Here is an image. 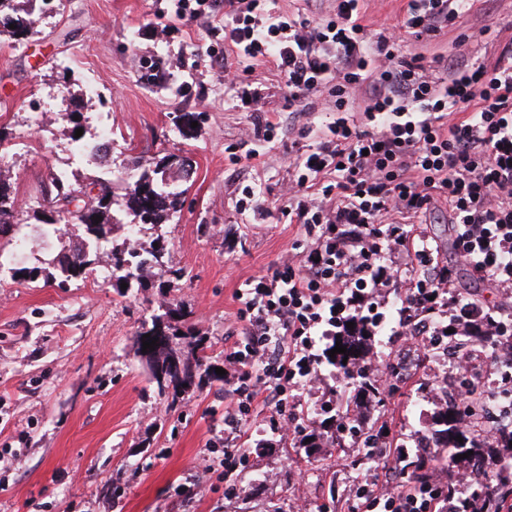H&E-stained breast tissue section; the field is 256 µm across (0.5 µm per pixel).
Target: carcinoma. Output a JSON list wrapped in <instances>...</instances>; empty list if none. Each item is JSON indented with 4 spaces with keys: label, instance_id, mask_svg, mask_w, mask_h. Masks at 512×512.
I'll return each instance as SVG.
<instances>
[{
    "label": "carcinoma",
    "instance_id": "carcinoma-1",
    "mask_svg": "<svg viewBox=\"0 0 512 512\" xmlns=\"http://www.w3.org/2000/svg\"><path fill=\"white\" fill-rule=\"evenodd\" d=\"M39 0H0V42L13 43L25 39L30 26L20 13L27 15L35 10ZM15 28H10V25ZM169 156L154 162L149 159L140 166L139 176L134 180L123 178V172L112 171V179L99 176L82 177L66 169L50 171L45 197L48 206L33 212L32 218L47 235H59V224L64 223L76 229L73 236L56 255L39 265L13 267V276L35 282L39 279H60L66 284L84 279L97 264L102 245L109 243L114 232L124 231L122 242L112 245L109 250L111 276L116 290L121 284L128 288H141L151 278L159 277V294L164 298L158 308L143 322L141 331L134 336L139 357L145 360L150 382L161 396L171 397L176 402L181 396L202 384L224 383V377L216 374L211 361L209 346L198 338L192 352H181L172 344L143 351V335L154 334L157 326L164 327L173 339H186L191 335L188 313L180 306L168 302L165 297L171 291V284L180 280L183 273L166 265V247L162 244L149 250L131 243L132 234H142L144 229L159 227L169 222L180 211L184 191L169 185L166 170ZM90 197L85 201L83 196ZM101 217L96 222L94 218ZM21 223L20 210L10 183L0 179V233L10 231ZM338 341L346 346L347 354H335L328 358L349 380L353 395L346 404L361 399H381L383 391L364 372L363 365L371 359V336L367 326L354 322V328L347 330ZM456 408L452 405L441 407L437 428L431 432L434 451L416 452L405 457L404 467L411 479L418 480L427 473L433 459L455 461V457L468 451L473 455L461 460L464 465L481 470L489 477V483L478 484L470 489L469 500L464 502L462 512H472L471 507H480L482 512H501L504 498L512 497V475L508 464L501 456V449L512 446V433L503 431V438L496 446L484 443L479 432H463L458 429Z\"/></svg>",
    "mask_w": 512,
    "mask_h": 512
}]
</instances>
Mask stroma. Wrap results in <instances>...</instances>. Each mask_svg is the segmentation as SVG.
Segmentation results:
<instances>
[{"instance_id":"obj_1","label":"stroma","mask_w":512,"mask_h":512,"mask_svg":"<svg viewBox=\"0 0 512 512\" xmlns=\"http://www.w3.org/2000/svg\"><path fill=\"white\" fill-rule=\"evenodd\" d=\"M22 42L0 44V153L22 211L42 200L52 168L75 162L56 91L64 82H96L83 112L112 115V163L133 169L158 151L190 156L193 170L182 210L161 234L169 266L182 269L172 298L191 313L215 364L240 340L235 290L249 277L295 258L302 238L280 209L294 171L283 157L317 141L327 92L312 96L315 112L297 120L274 64L236 59L224 45L223 9L186 23L169 0H54L37 9ZM512 21V0H476L458 27L430 41L408 39L405 57L424 65L448 59L459 35L494 61L486 26ZM158 61L154 81L143 59ZM238 69L224 81V66ZM273 122L266 141L264 122ZM252 187L259 205L241 211ZM451 265L455 286L487 304L499 296L468 269L455 266L448 207L438 204L421 227ZM159 296L153 288L118 294L110 270L58 287L0 273V512H347L356 481L371 476L357 435L323 441L305 455L272 433V406L257 397L250 419L237 423L227 388L206 386L177 402L158 396L133 338ZM436 356L418 362L382 401L352 406L366 426H389L399 437L427 435L439 408ZM340 384L330 366L302 394L297 414L321 430L324 401ZM246 449L233 482H225L224 448ZM302 487L303 501L292 491ZM120 495H113V488Z\"/></svg>"}]
</instances>
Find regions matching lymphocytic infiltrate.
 I'll return each instance as SVG.
<instances>
[{
	"label": "lymphocytic infiltrate",
	"mask_w": 512,
	"mask_h": 512,
	"mask_svg": "<svg viewBox=\"0 0 512 512\" xmlns=\"http://www.w3.org/2000/svg\"><path fill=\"white\" fill-rule=\"evenodd\" d=\"M362 2L336 0L332 16L310 22L280 12L276 0H224V41L236 57L273 62L290 101L327 90L336 114L325 141L294 157L283 209L314 245L299 262L245 281L237 315L248 332L224 355L239 413L266 392L296 439L306 427L294 409L320 373L321 343L347 323L408 336L429 320L439 337L484 322L512 339V24L495 31L493 63L462 40L441 78L401 54L402 38L430 39L474 0H407L400 23L374 36ZM364 86L358 122L353 95ZM315 186L317 201L309 196ZM440 202L459 261L498 289L497 305L457 292L437 249L415 230V218ZM403 276L396 312L383 310L380 297ZM385 455L384 470L355 486L350 512H457L470 492L452 467L410 480L398 442Z\"/></svg>",
	"instance_id": "obj_1"
}]
</instances>
